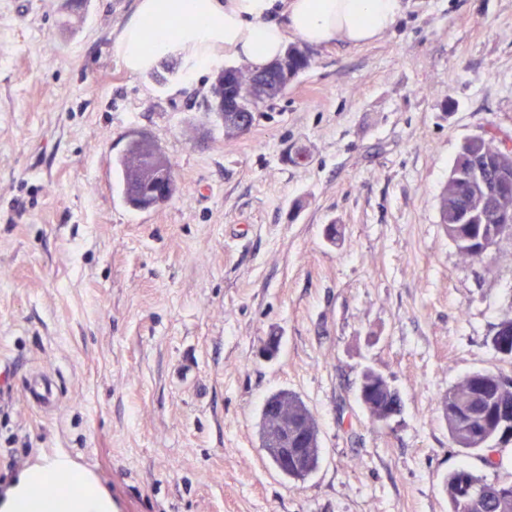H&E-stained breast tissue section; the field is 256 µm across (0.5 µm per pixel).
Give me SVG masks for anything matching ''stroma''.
<instances>
[{
    "label": "stroma",
    "mask_w": 512,
    "mask_h": 512,
    "mask_svg": "<svg viewBox=\"0 0 512 512\" xmlns=\"http://www.w3.org/2000/svg\"><path fill=\"white\" fill-rule=\"evenodd\" d=\"M62 2L0 0V496L56 454L112 512H449L452 470L512 472V444L489 469L440 411L467 374L512 376L490 344L512 241L471 263L438 209L466 139L512 138V0H403L374 42L310 48L234 137L201 108L217 69L125 67L137 0H87L70 27ZM134 130L177 183L147 211L112 169ZM369 368L403 400L385 422L357 398ZM280 390L318 425L302 481L259 435ZM28 396L40 405H52L53 392L51 384L41 374L31 376L28 381Z\"/></svg>",
    "instance_id": "obj_1"
}]
</instances>
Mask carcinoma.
Wrapping results in <instances>:
<instances>
[{"instance_id": "1", "label": "carcinoma", "mask_w": 512, "mask_h": 512, "mask_svg": "<svg viewBox=\"0 0 512 512\" xmlns=\"http://www.w3.org/2000/svg\"><path fill=\"white\" fill-rule=\"evenodd\" d=\"M281 66L265 74L271 86V98L280 96L288 84L311 65L307 49L290 44L279 59ZM243 87L233 78L218 76L211 89V98L203 102L204 111L216 115L222 121L229 109L239 103ZM501 155L500 140L493 134L471 137L462 144L450 169L448 180L439 200L440 223L444 224L448 238L457 250L474 263L482 258L474 249V239L492 234V244L512 240V224L504 225L500 217L512 211V158L503 161L502 173L488 163ZM113 169L118 173L125 201L137 210L155 207V183L166 182L168 196L177 190L172 165L159 147L140 133L129 135L124 152L113 159ZM494 350L505 348L512 352V321L499 324L490 339ZM481 395L487 405L494 408L502 403H512V377L500 373L472 372L460 382L448 388L440 400L443 418L453 445L468 454L478 456L491 468L498 469L501 461L493 462L483 450V444L467 437L464 425L465 412L473 399ZM360 404L368 406L372 416L386 419L401 412L399 393L380 374L363 373L358 388ZM320 449H313L307 459L306 472L288 469L285 476L290 480L303 481L319 465ZM480 484L485 493L479 499L469 495L470 488ZM496 483H488L465 466L451 471L443 483L448 498L449 512H512V498L502 499L496 494Z\"/></svg>"}]
</instances>
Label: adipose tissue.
<instances>
[{
	"label": "adipose tissue",
	"instance_id": "adipose-tissue-1",
	"mask_svg": "<svg viewBox=\"0 0 512 512\" xmlns=\"http://www.w3.org/2000/svg\"><path fill=\"white\" fill-rule=\"evenodd\" d=\"M401 8L400 0H138L117 51L136 73L170 57L191 72L223 58L261 70L283 55L292 36L318 48L372 42ZM64 465L55 458L22 472L0 498V512H111L112 499L99 485L73 492L81 481L75 474L55 497L28 495L35 480L57 476Z\"/></svg>",
	"mask_w": 512,
	"mask_h": 512
}]
</instances>
